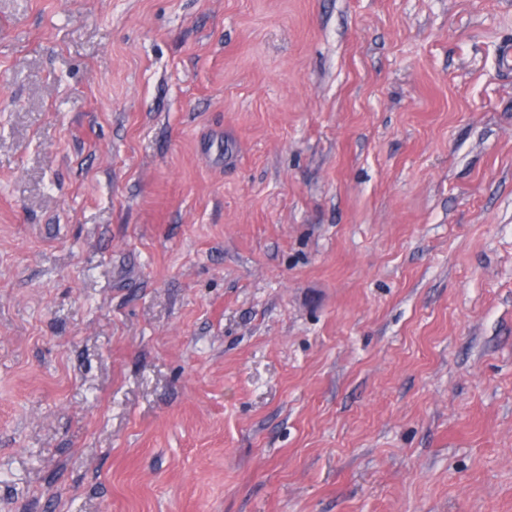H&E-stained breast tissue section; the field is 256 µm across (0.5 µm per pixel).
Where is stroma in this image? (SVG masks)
Returning a JSON list of instances; mask_svg holds the SVG:
<instances>
[{"label":"stroma","instance_id":"1","mask_svg":"<svg viewBox=\"0 0 512 512\" xmlns=\"http://www.w3.org/2000/svg\"><path fill=\"white\" fill-rule=\"evenodd\" d=\"M512 0H0V512H512Z\"/></svg>","mask_w":512,"mask_h":512}]
</instances>
